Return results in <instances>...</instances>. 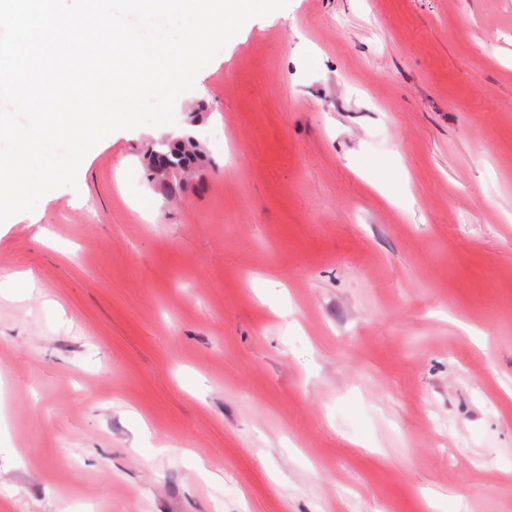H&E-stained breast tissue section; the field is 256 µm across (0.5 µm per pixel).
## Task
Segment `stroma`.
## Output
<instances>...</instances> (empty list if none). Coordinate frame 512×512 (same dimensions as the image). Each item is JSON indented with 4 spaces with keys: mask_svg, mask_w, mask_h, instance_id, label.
I'll list each match as a JSON object with an SVG mask.
<instances>
[{
    "mask_svg": "<svg viewBox=\"0 0 512 512\" xmlns=\"http://www.w3.org/2000/svg\"><path fill=\"white\" fill-rule=\"evenodd\" d=\"M173 118L0 223V512H512V0H288ZM195 144L175 141H162L159 148L152 150L148 157V167L151 169L156 164L170 166L178 170L192 169L201 156L196 150Z\"/></svg>",
    "mask_w": 512,
    "mask_h": 512,
    "instance_id": "stroma-1",
    "label": "stroma"
}]
</instances>
